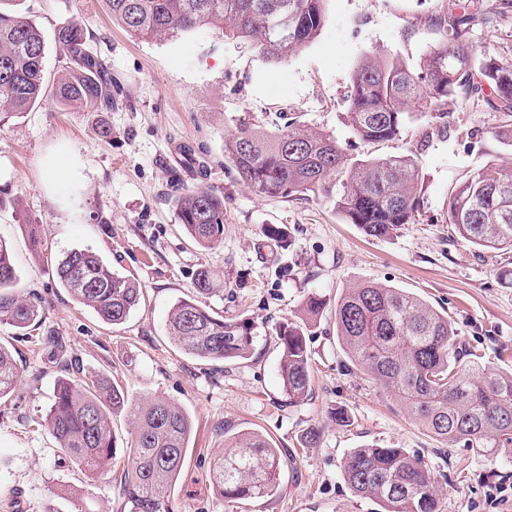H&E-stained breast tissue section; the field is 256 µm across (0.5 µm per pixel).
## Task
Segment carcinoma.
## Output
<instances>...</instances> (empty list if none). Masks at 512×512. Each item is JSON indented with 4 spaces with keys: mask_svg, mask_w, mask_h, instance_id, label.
<instances>
[{
    "mask_svg": "<svg viewBox=\"0 0 512 512\" xmlns=\"http://www.w3.org/2000/svg\"><path fill=\"white\" fill-rule=\"evenodd\" d=\"M0 0V112H26L47 100L45 39L41 29ZM134 36L168 38L209 26L225 36L251 41L264 60L279 63L314 40L325 23L326 0H104ZM481 11L450 14L448 41L430 49L419 68L397 57H368L351 80L347 126L367 142L398 138L409 103L417 101L448 117L451 96L481 102L512 119V63L478 52L469 31ZM54 41L65 61L52 96L63 106L112 109V69L89 47L82 25L57 29ZM224 160L240 182L270 198L293 199L328 191L347 170L334 208L371 238L410 223L420 202L416 154L358 160L351 164L336 139L290 118L276 132L243 127L224 138ZM179 224L202 248L221 243L224 196L194 186L176 201ZM449 223L460 238L491 251L512 253V170L484 168L457 180L448 197ZM62 287L103 322L124 323L139 304V283L112 271L89 248L68 252L55 268ZM17 271L0 243V323L34 340L47 362L65 372L57 379L47 425L57 449L85 477L119 482L123 512H172L169 500L185 464L192 421L160 399L129 400L121 386L83 373L60 332L46 325L37 304L16 289ZM215 273L203 266L195 296L182 298L168 314V329L188 355L208 361L250 356L251 328L214 312L205 299L216 291ZM336 336L353 369L376 381L436 439L488 455L512 446V373L484 366L462 348L448 315L422 299L376 283L346 289L336 304ZM278 372L292 404L312 392L311 357L304 331L284 324L277 332ZM20 370L0 346V399L18 386ZM129 413L134 429L127 463L112 465L117 440L112 414ZM282 457L270 440L237 434L225 443L210 480L226 500L262 498L279 486ZM352 491L378 502L380 512H440L437 476L403 448L374 444L353 449L343 464Z\"/></svg>",
    "mask_w": 512,
    "mask_h": 512,
    "instance_id": "obj_1",
    "label": "carcinoma"
}]
</instances>
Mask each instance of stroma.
Listing matches in <instances>:
<instances>
[{
  "label": "stroma",
  "mask_w": 512,
  "mask_h": 512,
  "mask_svg": "<svg viewBox=\"0 0 512 512\" xmlns=\"http://www.w3.org/2000/svg\"><path fill=\"white\" fill-rule=\"evenodd\" d=\"M492 22L472 29L473 45L512 62V0H481ZM474 0H327V20L310 44L277 64L248 41L209 27L171 39H142L113 22L104 0H21L40 27L46 76L63 63L55 31L82 23L121 87L119 106L70 108L47 101L0 122V242L10 250L18 289L65 337L86 370L117 380L130 399L160 396L191 418L186 465L171 496L173 512H377L353 493L343 462L376 444L419 455L439 480L441 512H512V447L492 456L436 440L373 380L353 371L336 338L343 289L374 282L417 295L447 313L462 339L493 369L512 372V288L498 273L503 258L461 240L448 222L455 179L480 167L512 169V148L496 139L501 113L452 98L447 119L413 106L398 139L370 143L343 120L351 75L364 56H398L418 66L447 38L449 10ZM333 134L348 159L401 156L421 160L420 206L410 223L371 238L341 219L321 194L285 201L246 188L224 159V138L242 124L275 130L279 114ZM111 130L102 137L101 127ZM199 148V174L181 166L178 148ZM67 177L51 183L48 171ZM206 185L224 195V236L196 246L179 226L175 199ZM43 246L30 248V225ZM283 227L287 246L273 249L267 225ZM90 247L114 271L135 277L143 297L122 325L103 324L58 283L53 269L69 251ZM221 290L209 298L225 318L251 325L249 358L217 365L182 352L166 329L171 306L193 291L200 266ZM326 307L308 328L313 391L289 403L278 373L277 331L301 322L308 296ZM21 380L0 404V512H74L73 483L45 416L60 370L45 365L30 342L0 324ZM351 426L337 425L336 408ZM319 443L302 446L310 428ZM254 432L280 448L278 490L259 499L224 501L210 470L224 451V431Z\"/></svg>",
  "instance_id": "1"
}]
</instances>
